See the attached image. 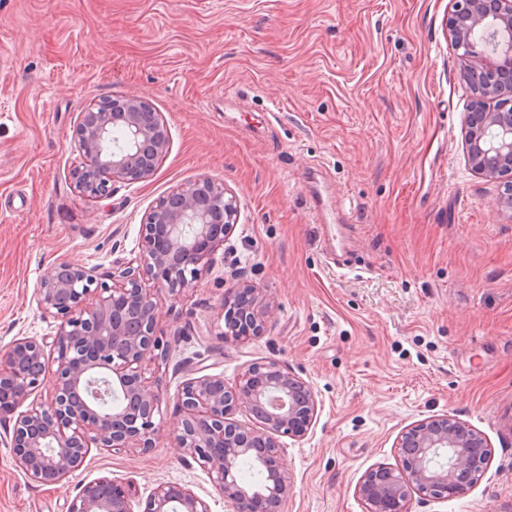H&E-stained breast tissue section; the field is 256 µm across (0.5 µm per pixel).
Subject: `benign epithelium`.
Returning a JSON list of instances; mask_svg holds the SVG:
<instances>
[{
  "label": "benign epithelium",
  "mask_w": 512,
  "mask_h": 512,
  "mask_svg": "<svg viewBox=\"0 0 512 512\" xmlns=\"http://www.w3.org/2000/svg\"><path fill=\"white\" fill-rule=\"evenodd\" d=\"M448 26L462 61L460 75L472 106L464 118L463 149L470 169L497 180L512 173V0H453ZM493 34L487 61L475 65L477 35ZM125 131L111 142V131ZM75 137L82 165L79 190L94 199L116 183L152 177L166 157L170 136L163 116L137 97L92 104L81 113ZM235 196L209 178L174 188L145 212L140 265L114 261L112 285H97L96 270L60 262L43 274L37 303L60 319L46 345L17 338L0 353V415L22 406L45 377L50 399L19 413L9 435L17 466L42 485L58 484L82 469L89 449L154 447L160 395L143 366L163 361L157 336V298H177L211 264V255L237 224ZM153 287L142 285L143 276ZM226 304L224 336H259L264 316L254 289L242 282ZM55 370H50V365ZM182 386L180 425L174 440L210 474L233 512H280L288 473L279 459V437H305L317 418L311 385L275 361L251 363L233 384L198 369ZM244 413L246 425L235 420ZM401 466L378 465L357 486L366 512H409V489L433 498L469 492L490 457L485 437L467 423L430 416L398 437ZM247 460L262 475L259 486L237 479ZM132 485L103 476L83 484L65 512H133ZM143 512H210L207 502L179 483L158 485Z\"/></svg>",
  "instance_id": "obj_1"
}]
</instances>
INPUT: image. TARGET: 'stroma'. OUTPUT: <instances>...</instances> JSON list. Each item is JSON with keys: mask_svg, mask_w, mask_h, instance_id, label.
I'll return each mask as SVG.
<instances>
[{"mask_svg": "<svg viewBox=\"0 0 512 512\" xmlns=\"http://www.w3.org/2000/svg\"><path fill=\"white\" fill-rule=\"evenodd\" d=\"M450 0H0V351L52 342L45 270L139 262L144 212L201 177L239 220L179 298L160 296L166 361L155 446L92 449L56 485L16 465L0 421V512H65L81 483H132L135 512L178 482L231 512L172 437L192 369L234 383L275 361L313 387L316 421L281 437V512H365L370 468L433 416L481 432L491 460L466 494L410 512H512V209L462 149L471 99L445 26ZM160 112L166 157L102 199L80 192L73 130L106 97ZM257 290L261 336L225 339L224 300Z\"/></svg>", "mask_w": 512, "mask_h": 512, "instance_id": "35a3bbf8", "label": "stroma"}]
</instances>
